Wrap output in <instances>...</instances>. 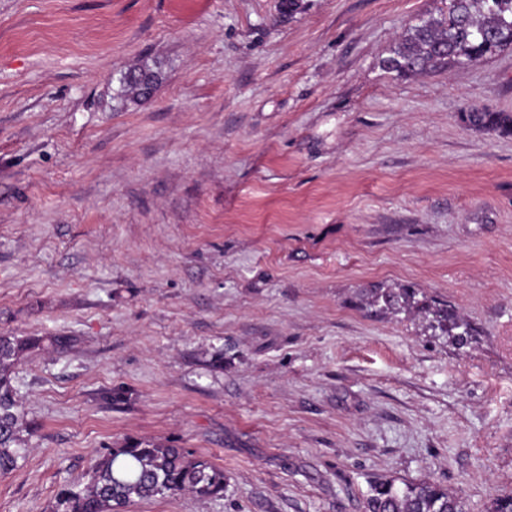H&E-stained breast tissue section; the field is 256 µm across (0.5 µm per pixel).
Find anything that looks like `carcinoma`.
Returning a JSON list of instances; mask_svg holds the SVG:
<instances>
[{
  "label": "carcinoma",
  "instance_id": "obj_1",
  "mask_svg": "<svg viewBox=\"0 0 512 512\" xmlns=\"http://www.w3.org/2000/svg\"><path fill=\"white\" fill-rule=\"evenodd\" d=\"M512 48V0H449L448 14L411 25L381 61L402 76L469 64ZM474 130L512 136L511 112L473 109L461 116ZM374 302L391 310L416 309L429 328L464 344L471 327L452 307L420 304L406 288L377 293ZM75 342L71 336H0V474L19 467L27 453V430L15 386V369L26 355L46 345L59 354ZM224 469L209 458L169 442L130 438L105 449L85 481L62 485L49 512H122L136 501L190 493L200 499L224 497ZM365 512H461L456 497L442 485L404 484L379 479L371 484Z\"/></svg>",
  "mask_w": 512,
  "mask_h": 512
}]
</instances>
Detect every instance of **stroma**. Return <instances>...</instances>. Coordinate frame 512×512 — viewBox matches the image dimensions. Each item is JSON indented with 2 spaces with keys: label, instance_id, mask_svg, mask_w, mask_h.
I'll use <instances>...</instances> for the list:
<instances>
[{
  "label": "stroma",
  "instance_id": "35a3bbf8",
  "mask_svg": "<svg viewBox=\"0 0 512 512\" xmlns=\"http://www.w3.org/2000/svg\"><path fill=\"white\" fill-rule=\"evenodd\" d=\"M447 9L0 0V335L75 339L16 369L31 429L0 512H48L125 438L227 478L126 512H364L379 478L462 512L512 493V137L461 119L512 112V50L380 65ZM144 65L153 95L117 99ZM375 288L455 306L471 340Z\"/></svg>",
  "mask_w": 512,
  "mask_h": 512
}]
</instances>
